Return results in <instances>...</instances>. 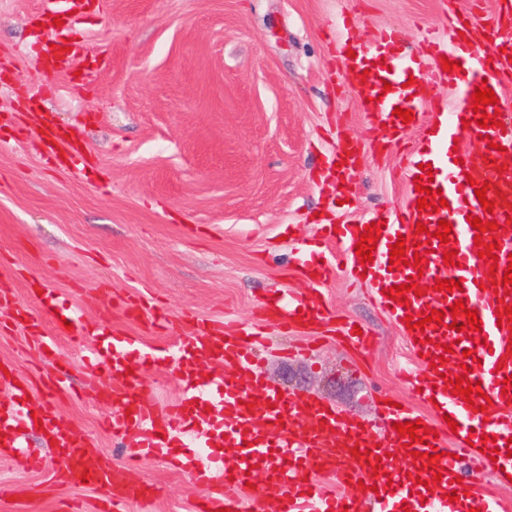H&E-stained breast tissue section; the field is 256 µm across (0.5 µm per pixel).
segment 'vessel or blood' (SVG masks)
<instances>
[{
  "instance_id": "b4317fda",
  "label": "vessel or blood",
  "mask_w": 512,
  "mask_h": 512,
  "mask_svg": "<svg viewBox=\"0 0 512 512\" xmlns=\"http://www.w3.org/2000/svg\"><path fill=\"white\" fill-rule=\"evenodd\" d=\"M48 16H60L62 24L53 28L50 43L67 47V59L89 56L83 42L72 39L89 0H46ZM512 26V0H498L491 20L497 40L490 42L481 62L473 60V46L461 32L464 21L448 19V39L430 36L417 54L399 53L401 40L396 31H387L374 49L359 41L352 18H344L336 38V63L347 71L358 93L362 112L371 124L384 127L393 137L423 129L418 154H406L401 169L408 182L429 177V187L441 190L446 207L421 210L418 192H411L405 205L385 219L381 237L372 252L373 259L361 263L355 246L361 232L355 225H321V239L336 244L335 262H320L311 246L300 245L298 260L306 273L318 281L329 280L336 268L353 278H364L374 299L397 324L406 316L425 320L424 329L406 330L414 368L404 370L410 390L430 404L432 414L419 416L409 408L385 406L384 418L390 426L388 439L376 443L367 431L345 411L326 406L307 395L280 394L262 376L254 358L256 346L266 338L248 326L229 332L220 319H192L187 333L178 342L179 395L159 407L143 387V374L151 363L167 358V350L143 352L125 332L116 330L112 341L86 351L83 387L104 392L111 410L107 427L113 439L137 433L139 440L123 467H116L111 456L95 455L91 441L64 423L51 400L52 395L70 389V366L56 343L46 334L45 318L60 322L69 317L66 304L41 298L40 313H27L25 328L31 346L47 369L46 398L33 401L26 387H14L9 401H0V449L22 468H42L41 460L30 456L24 431L39 430L43 441L51 442L55 456L64 462L65 475L72 484L87 482L99 493V512H121L127 501L149 503L150 493L133 476L144 458H165L184 473L193 487L202 491L196 498V512H246L244 495L251 466L267 470L264 483L256 490L257 499L267 512H504L502 499L486 486L470 488L462 483L459 459L446 456L449 439L470 443L472 454L481 449L496 450V457H482L480 469H493L498 475L512 476V391L504 392L503 381L512 378V323L499 321L503 304H512V294L494 290L492 279H503L512 265V169L500 173L496 162L512 154V132L495 126H479L472 108V95L482 85L502 93L505 81L512 79V37L501 36V29ZM457 62L456 70L446 72L442 59ZM421 70L435 78L449 76L456 81L460 97L454 105L433 96L430 85L414 82ZM413 111L414 119L402 122L395 108ZM45 153L63 166L86 160L87 149L76 136L44 127ZM483 141L477 153L456 149L464 138ZM335 165L334 177L325 178L329 193L339 190L337 179L353 170L359 152L352 141L340 138L329 154ZM489 183L495 188L493 211L480 204L473 185ZM497 220L498 234L477 233L470 217ZM451 222L448 245H441L434 233L439 221ZM424 233H417V224ZM484 242L498 240V267L490 269L479 258L475 236ZM405 242V257L413 259L417 243H428L426 267L417 270L389 266L390 246ZM455 253V264H445L444 250ZM416 277L424 286L423 296H410L408 305L386 298V289ZM458 280L459 290H435L439 280ZM463 301L476 310L482 324L479 330H453V323L464 326L465 316L449 313L451 304ZM282 329L292 330L325 319L319 299L298 294L290 299L274 297L267 305ZM442 311L441 323L431 322L432 310ZM466 376L480 383L482 394L466 402L453 393L452 378ZM456 421L448 428L446 420ZM420 421L425 427L423 441L404 442L396 431L398 424ZM361 456H353V449ZM440 452L428 461L431 452ZM381 474H374V467ZM441 482H433L434 474ZM337 485L329 491L323 478ZM457 493L449 501V493Z\"/></svg>"
}]
</instances>
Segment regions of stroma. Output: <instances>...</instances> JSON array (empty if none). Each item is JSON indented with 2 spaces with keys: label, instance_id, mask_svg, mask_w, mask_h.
I'll return each instance as SVG.
<instances>
[{
  "label": "stroma",
  "instance_id": "stroma-1",
  "mask_svg": "<svg viewBox=\"0 0 512 512\" xmlns=\"http://www.w3.org/2000/svg\"><path fill=\"white\" fill-rule=\"evenodd\" d=\"M43 0H0V366L42 398L45 372L18 318L31 277L85 323L126 331L146 347L165 346L193 316L223 320L228 331L262 329L256 355L264 377L346 411L370 435L380 432L378 401L393 397L428 408L398 379L410 366L401 329L374 305L368 288L337 271L306 278L300 242L319 236L320 217L335 223L382 217L408 199L399 172L401 143L372 129L345 73L325 66L343 17L374 44L400 29L404 53L469 0H99L79 35L95 58L47 74L40 55ZM74 132L88 147L81 167L51 165L32 113ZM356 142L360 163L333 206L321 187L335 133ZM318 296L339 319L361 322L376 346L357 354L334 326L282 334L261 303L271 295ZM145 305L137 316L124 302ZM318 343L308 355L286 346ZM75 384L54 402L63 419L123 464L103 427L108 408ZM46 459L22 471L0 457V512H64L81 502L96 512L94 489L57 480L61 463L38 438ZM138 476L158 488L150 509L193 512L197 488L167 463L144 461Z\"/></svg>",
  "mask_w": 512,
  "mask_h": 512
}]
</instances>
